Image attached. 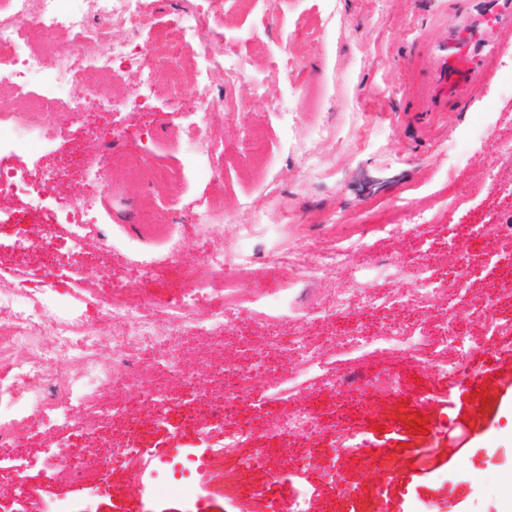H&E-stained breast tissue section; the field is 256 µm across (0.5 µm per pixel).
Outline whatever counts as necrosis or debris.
<instances>
[{"instance_id": "1", "label": "necrosis or debris", "mask_w": 512, "mask_h": 512, "mask_svg": "<svg viewBox=\"0 0 512 512\" xmlns=\"http://www.w3.org/2000/svg\"><path fill=\"white\" fill-rule=\"evenodd\" d=\"M54 25L70 32L66 43L43 42L32 48L31 41ZM122 28L127 38L115 41L112 28ZM204 23L193 9H185L167 24L144 11L140 0H0V73L12 81L18 94L31 96L34 112L30 115L0 113V127H8L10 136H0V197L24 200L29 209L50 213L58 223L67 225L73 253L95 247L111 252L112 245L100 220L89 215L90 203L80 195H60L50 175L31 177L19 173L9 161L17 149L39 152L40 131L47 126L57 129L59 139H67L70 129L65 120L77 104L69 87L88 69L107 74L112 83L125 82L134 66L136 54L149 56L152 65L140 71L138 99L148 101L157 89L158 71L167 69L183 47L194 46L201 60L199 75L189 85L173 83V94L191 98L197 105L189 134L197 154L213 158L219 151L212 135L210 116L217 98L212 79L215 71L233 74V61L209 47L203 34ZM158 37L144 46H136L132 37L151 30ZM17 249L38 255L46 288L27 287L23 278L0 280V400L10 402L8 414L0 413V446L11 449L7 462L19 477L22 491L14 501L13 512H70L60 498H44L31 490L33 481L52 484L57 473L73 472L83 489L94 492L104 485L113 465L104 460L90 466L79 448H66L42 461L33 460L26 448L34 430L46 419L69 418L73 407H80L87 421V432H94L95 419L110 411L125 416L137 405H164L173 399V387L193 388L194 383L183 363V346L199 336H235L239 330L225 319L228 309L248 306L255 321L281 318L295 323L343 315L357 279L347 287L336 285L344 267L343 254L328 252L315 260L299 263L302 285L284 289L273 301L249 299L246 285L252 278L258 258L276 262L288 254V227L280 225L274 239L263 253L242 247L231 255L217 250L202 261H183L181 237H171L163 253L153 255L130 249L129 261L135 267L159 271L177 267L187 290L175 301L143 305L131 293L130 283L115 285L112 302L102 310L107 331L96 329L81 309L62 312L52 289L56 283L86 284L93 272L86 265L61 267L56 254L42 237L28 236L17 242ZM224 281L222 306L200 312L196 299L206 277ZM437 294L434 281L419 276L415 287L394 295L368 292L367 308L377 312L390 308L429 310ZM151 353V367L170 381V388L143 394L139 404H132L126 386L133 367L140 365L144 353ZM280 352L277 336H266L254 348L246 366L226 363L218 372L224 385V401L211 406L198 418L200 433H208L217 424L226 423L234 414L236 401L251 391L255 375L266 378L267 389L279 386L274 360ZM70 370L66 389H59L55 364ZM249 435L248 426H227L224 447L219 451H185L179 458L181 470L189 481L162 480L157 468L136 471L133 482L161 498H189L206 486V475L224 471V457L232 453Z\"/></svg>"}]
</instances>
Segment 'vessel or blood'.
<instances>
[{
  "instance_id": "obj_1",
  "label": "vessel or blood",
  "mask_w": 512,
  "mask_h": 512,
  "mask_svg": "<svg viewBox=\"0 0 512 512\" xmlns=\"http://www.w3.org/2000/svg\"><path fill=\"white\" fill-rule=\"evenodd\" d=\"M511 28L512 0H484L482 12L475 17L461 11L446 38L410 63L422 75L420 93L427 111L471 107L493 59L512 50V43L499 36L501 30Z\"/></svg>"
}]
</instances>
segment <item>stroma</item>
I'll list each match as a JSON object with an SVG mask.
<instances>
[{"label":"stroma","instance_id":"35a3bbf8","mask_svg":"<svg viewBox=\"0 0 512 512\" xmlns=\"http://www.w3.org/2000/svg\"><path fill=\"white\" fill-rule=\"evenodd\" d=\"M141 5L163 21L175 9L196 8L211 44L235 61L241 75L224 81V106L212 134L225 151L208 166L195 162L183 127L167 120L168 113L194 111L190 99H174L161 85L147 103L129 105L138 83L134 72L126 83L108 87L109 96L123 101L108 111L71 87L79 100L76 122L82 137L91 141L106 129L121 132L125 150L141 153L148 167L168 173L163 181L149 175L133 181L111 168L113 188L93 193L92 207L111 214L113 236L139 249L160 250L162 234H145L138 222L141 206L147 205L160 223L175 224L191 261L217 248L232 253L245 236L255 244L267 242L268 225L287 224L299 253L346 252L349 265L363 268L361 286L367 290L393 293L411 287L406 275L391 269L396 260L416 269L431 265L439 283L447 282L456 253H466L473 270L455 299L436 295L426 314L373 313L358 295L344 318L303 326L252 323L243 310L230 311L229 323L243 325L255 344L273 332L285 345L303 335L324 348H337L353 328L382 330L408 322L433 336L438 348L419 364L397 351L367 350L359 360L370 382L363 394L333 390L329 381L336 373L331 370L285 401L242 399L238 415L251 421L255 432L225 456L223 478L190 499L144 497V512H234V498L253 488L261 491L253 512H267L298 493V482L287 472L294 457L302 458V472L315 489L308 512H347L353 500L360 512L381 507L387 512H512V495L497 487L498 481L512 480V423L507 420L512 390L496 379L500 373L512 376V363H500L498 349L479 346L467 362L478 374L481 394L462 393L460 411L434 399L451 384L440 364L458 362L456 347L443 337L449 304L465 311L472 301L491 298L500 303L501 321L512 322V298L500 297L512 286V247L473 232L512 216V153L501 150L512 141V51L496 59L469 111L443 112L425 125L415 101L395 96L392 87L419 81L408 62L453 23L458 0H252L246 9L237 0H141ZM257 124L264 145L254 150L249 135ZM323 124L334 128V136H313ZM214 197L224 205V218L199 232L192 215ZM0 210L13 216L12 223H0V250L13 254L4 270L30 274L37 257L12 246L34 225L44 224L43 218L19 200L0 199ZM386 210L397 212L399 223L415 225L422 247L374 224V216ZM84 261L97 272L94 288L102 299L111 298L114 285L130 280L150 303L173 300L181 292L173 268L145 277L119 251L105 261L92 250ZM225 357L247 362L233 339L191 345L184 362L199 387L218 395L222 388L215 370ZM299 408L322 422L313 437L298 438L280 427L281 417ZM167 417L160 430L146 409L133 423L103 416L96 434L89 435L76 409L66 422L39 428L28 453L42 459L79 444L87 460L97 463L127 448L223 447V427L202 437L179 409L169 410ZM460 421L470 430L464 448L443 450L427 472L408 471L387 495H379L372 472L392 467L386 449L403 438L411 447H422L431 443L432 428L444 430Z\"/></svg>","mask_w":512,"mask_h":512}]
</instances>
